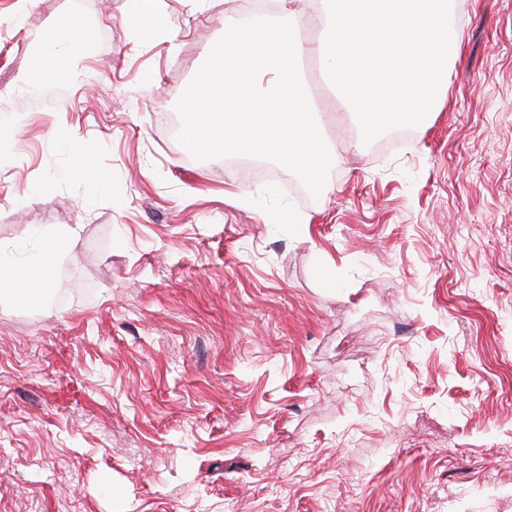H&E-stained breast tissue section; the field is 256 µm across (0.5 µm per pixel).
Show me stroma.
I'll return each instance as SVG.
<instances>
[{
	"label": "stroma",
	"mask_w": 512,
	"mask_h": 512,
	"mask_svg": "<svg viewBox=\"0 0 512 512\" xmlns=\"http://www.w3.org/2000/svg\"><path fill=\"white\" fill-rule=\"evenodd\" d=\"M242 6L160 0L147 36L127 0H0V265L64 239L0 302V512H512V0H452L402 145L337 110L316 198L176 139Z\"/></svg>",
	"instance_id": "stroma-1"
}]
</instances>
